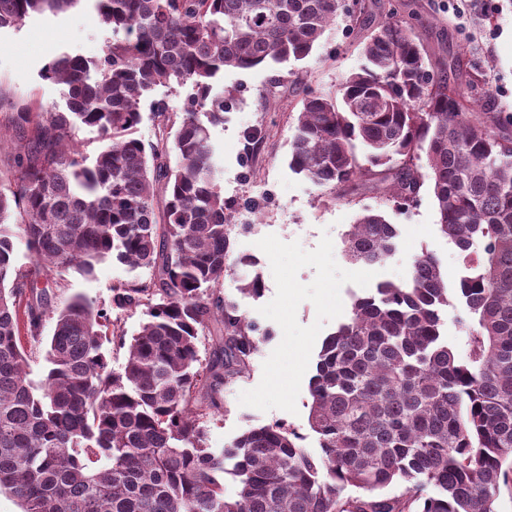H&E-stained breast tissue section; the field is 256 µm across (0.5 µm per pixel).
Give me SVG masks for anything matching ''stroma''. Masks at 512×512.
<instances>
[{
  "label": "stroma",
  "mask_w": 512,
  "mask_h": 512,
  "mask_svg": "<svg viewBox=\"0 0 512 512\" xmlns=\"http://www.w3.org/2000/svg\"><path fill=\"white\" fill-rule=\"evenodd\" d=\"M409 8L418 16L416 31L426 51L481 67L497 110L512 113V0H497L496 10L485 15L470 5L456 8L453 0H409ZM367 33L340 19L304 60L228 68L216 81L224 93V124L214 129L213 139L231 206L232 262L223 292L265 337L248 374L226 389L221 414L207 424L211 448L223 449L246 430L279 423L299 434L309 453L319 454L318 437L308 424L309 382L324 338L348 319L354 297L370 294L381 282L405 283L414 257L424 252L437 257L449 287H456L463 273L458 249L438 230L428 188H421L405 213L388 212L399 232L397 250L383 263L366 265L349 259L345 240L356 216L377 208L379 196L357 190L335 199L288 166L303 90L336 92L361 65ZM106 35L92 0L58 16L34 15L1 29L0 127L8 125L18 102L62 101L64 87L42 80L41 69L64 52L95 58ZM249 128L262 130L261 145L246 143L243 133ZM249 197L258 211L244 207ZM243 255L253 266L238 265ZM148 275L109 261L93 280L72 277L70 290L105 307L113 284ZM253 275L262 279L261 294L240 293L241 279Z\"/></svg>",
  "instance_id": "35a3bbf8"
}]
</instances>
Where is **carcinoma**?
Masks as SVG:
<instances>
[{
    "mask_svg": "<svg viewBox=\"0 0 512 512\" xmlns=\"http://www.w3.org/2000/svg\"><path fill=\"white\" fill-rule=\"evenodd\" d=\"M80 2L0 0V29ZM93 2L109 31L99 55L63 53L40 73L66 87L65 108L35 99L11 117L15 171L0 185V493L21 512H497L512 490V113L493 109L484 74L432 59L415 13L397 19L400 3L338 93L304 95L290 142L291 170L336 198L369 187L401 212L428 186L466 269L456 288L466 355L442 334L448 281L423 252L407 282L355 298L324 339L309 384L320 456L281 424L217 452L206 424L263 336L221 293L230 224L214 83L226 68L305 59L342 0ZM355 5L351 27L372 17L369 0ZM159 87L189 88L179 120L153 98ZM146 104L148 145L138 136ZM83 127L101 142L91 154ZM397 237L385 210L366 209L347 254L382 262ZM18 239L32 271L18 264ZM108 260L149 277L113 285L107 307L80 293L54 306L70 274L89 281ZM138 308L145 320L128 341L122 315ZM48 319L35 380L22 340L40 342ZM102 327L128 346L118 371ZM393 486L403 491L386 494Z\"/></svg>",
    "mask_w": 512,
    "mask_h": 512,
    "instance_id": "carcinoma-1",
    "label": "carcinoma"
}]
</instances>
